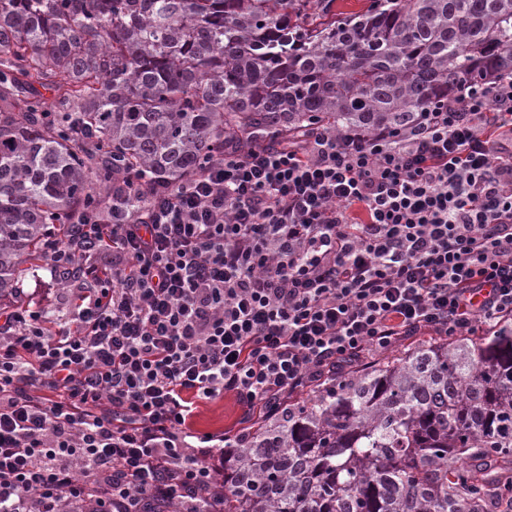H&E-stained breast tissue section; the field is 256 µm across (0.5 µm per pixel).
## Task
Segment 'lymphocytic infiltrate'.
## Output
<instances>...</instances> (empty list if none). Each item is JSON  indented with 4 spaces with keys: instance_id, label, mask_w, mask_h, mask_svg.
<instances>
[{
    "instance_id": "lymphocytic-infiltrate-1",
    "label": "lymphocytic infiltrate",
    "mask_w": 512,
    "mask_h": 512,
    "mask_svg": "<svg viewBox=\"0 0 512 512\" xmlns=\"http://www.w3.org/2000/svg\"><path fill=\"white\" fill-rule=\"evenodd\" d=\"M145 209L48 230L69 321L0 305V512H216L259 416L412 336L512 323V76L410 123L225 149ZM230 395L236 434H195Z\"/></svg>"
}]
</instances>
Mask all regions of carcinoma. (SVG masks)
<instances>
[{"mask_svg":"<svg viewBox=\"0 0 512 512\" xmlns=\"http://www.w3.org/2000/svg\"><path fill=\"white\" fill-rule=\"evenodd\" d=\"M0 0V293L129 172L176 187L316 120L400 126L512 71V0ZM81 127L79 145L71 128ZM222 512H497L512 326L330 380L224 449Z\"/></svg>","mask_w":512,"mask_h":512,"instance_id":"obj_1","label":"carcinoma"}]
</instances>
